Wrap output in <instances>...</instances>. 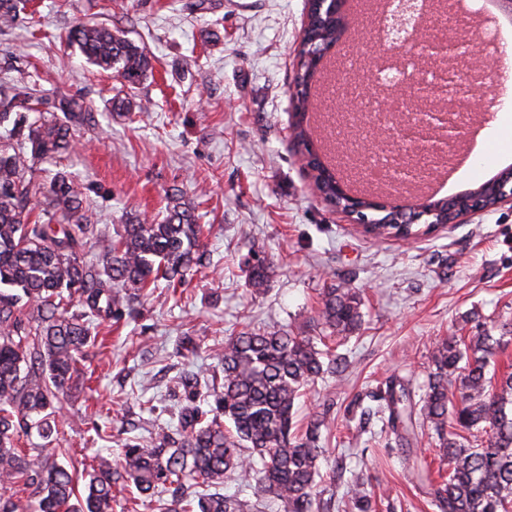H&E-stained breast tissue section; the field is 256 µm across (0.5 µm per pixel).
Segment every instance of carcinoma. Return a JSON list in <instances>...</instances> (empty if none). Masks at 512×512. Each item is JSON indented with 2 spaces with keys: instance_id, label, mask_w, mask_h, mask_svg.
I'll use <instances>...</instances> for the list:
<instances>
[{
  "instance_id": "cac0c4a2",
  "label": "carcinoma",
  "mask_w": 512,
  "mask_h": 512,
  "mask_svg": "<svg viewBox=\"0 0 512 512\" xmlns=\"http://www.w3.org/2000/svg\"><path fill=\"white\" fill-rule=\"evenodd\" d=\"M25 3L0 0V26L11 27ZM335 33L336 18L324 17L303 30L300 44L322 46ZM66 40L123 85L134 87L151 72L146 48L105 25L78 23ZM292 104L296 144L305 145L308 96L296 95ZM96 124L91 105L73 94L43 98L23 77L0 81V512H112L117 485L137 491L133 512L160 492L170 493L162 512H244L240 500L223 493L232 477L251 483L255 497L279 501L283 512H322L316 487L326 413L300 428L295 403L340 357L318 348L322 337L283 328L242 332L214 350L221 381L203 386L197 376L184 378L173 390L174 428L127 440L116 460L58 462L70 455L53 446L62 399L84 378L81 357L98 345L97 328L133 317L141 292L159 280L185 283L206 255L195 208L180 190L167 195L161 218L125 213L112 238L87 215L86 188L66 171L39 191L38 164L68 152L76 128ZM314 170L323 200L336 199L327 166L319 161ZM356 219L368 221L366 232L377 238L436 228L369 207ZM91 243L101 250L88 259ZM247 266L248 286L266 288L273 259L252 248ZM361 306L357 289L332 284L321 293L316 327L348 336L361 327ZM504 339L486 330L468 340L452 333L431 352L432 370L417 404L448 461V480L431 486L439 512H508L512 506V373L487 378ZM453 381L460 390L456 404L448 398ZM379 398L386 402V426L408 440L402 431L413 425L417 405L411 390L389 385ZM33 430L44 443L23 447ZM474 431L487 439L469 446L463 433ZM345 495L358 512H372L362 484H347Z\"/></svg>"
}]
</instances>
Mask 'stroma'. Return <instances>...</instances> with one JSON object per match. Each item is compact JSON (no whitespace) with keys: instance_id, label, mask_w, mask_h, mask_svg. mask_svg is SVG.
<instances>
[{"instance_id":"1","label":"stroma","mask_w":512,"mask_h":512,"mask_svg":"<svg viewBox=\"0 0 512 512\" xmlns=\"http://www.w3.org/2000/svg\"><path fill=\"white\" fill-rule=\"evenodd\" d=\"M306 15V0H35L0 29V77L38 75L45 97L81 94L100 114L62 159L41 163L39 182L68 171L86 186L93 221L108 225L131 207L157 214L180 189L197 206L212 261L182 286L145 290L136 319L103 326L107 345L86 362L91 388L65 403L59 444L90 457L175 426L164 395L187 366L208 369L213 348L249 329L307 333L323 288L343 284L361 290L363 324L326 343L348 367L310 384L297 413L302 422L329 412L319 496L337 501L333 512H355L342 493L357 480L377 512H438L412 477L419 457L433 475L447 474L436 436L424 427L401 444L384 430L375 394L393 381L422 385L440 337L512 323V204L412 241L375 238L326 204L291 138L289 87ZM79 21L121 30L148 50L154 68L134 95L142 111L111 113L118 82L64 41ZM477 142L482 157L457 170L442 197L512 167V118ZM252 247L277 266L260 293L247 285ZM184 334L196 346L190 360L176 352ZM144 394L157 397L156 412L142 409ZM77 415L96 430H71Z\"/></svg>"}]
</instances>
